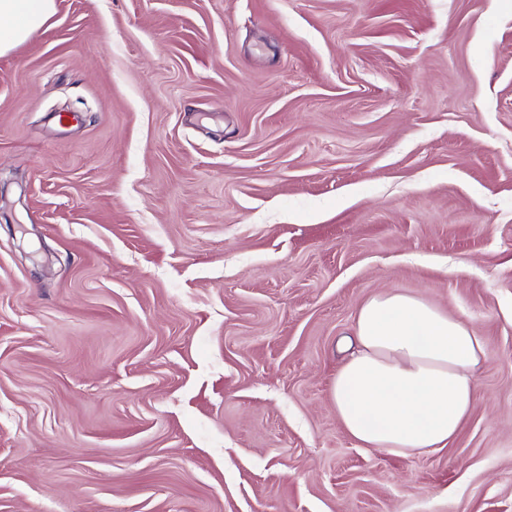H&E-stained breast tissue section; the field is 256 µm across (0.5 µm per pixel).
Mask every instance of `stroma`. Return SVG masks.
I'll use <instances>...</instances> for the list:
<instances>
[{
    "instance_id": "1",
    "label": "stroma",
    "mask_w": 512,
    "mask_h": 512,
    "mask_svg": "<svg viewBox=\"0 0 512 512\" xmlns=\"http://www.w3.org/2000/svg\"><path fill=\"white\" fill-rule=\"evenodd\" d=\"M386 290L485 343L434 453L336 414ZM0 512H512V0H56L1 54Z\"/></svg>"
}]
</instances>
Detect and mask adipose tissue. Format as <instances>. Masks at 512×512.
<instances>
[{
	"label": "adipose tissue",
	"mask_w": 512,
	"mask_h": 512,
	"mask_svg": "<svg viewBox=\"0 0 512 512\" xmlns=\"http://www.w3.org/2000/svg\"><path fill=\"white\" fill-rule=\"evenodd\" d=\"M54 12L55 0H0V54ZM356 343L331 385L347 434L395 455L446 448L473 406L485 357L478 331L419 297L388 291L359 308Z\"/></svg>",
	"instance_id": "adipose-tissue-1"
}]
</instances>
